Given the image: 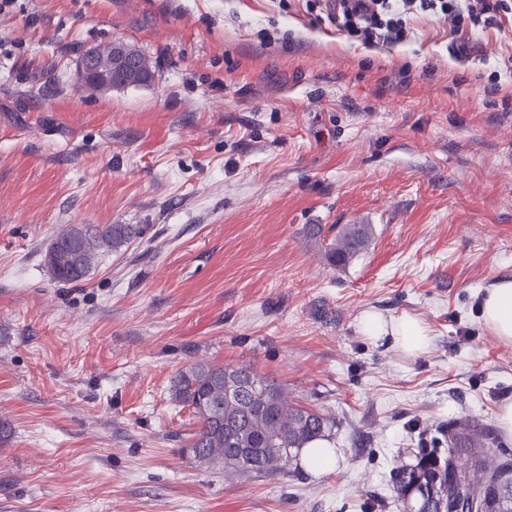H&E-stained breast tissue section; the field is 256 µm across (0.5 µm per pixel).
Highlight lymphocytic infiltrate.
<instances>
[{
    "label": "lymphocytic infiltrate",
    "mask_w": 512,
    "mask_h": 512,
    "mask_svg": "<svg viewBox=\"0 0 512 512\" xmlns=\"http://www.w3.org/2000/svg\"><path fill=\"white\" fill-rule=\"evenodd\" d=\"M305 8L348 38L386 47L406 42L417 16L447 21L460 38L512 18V0H305Z\"/></svg>",
    "instance_id": "obj_1"
}]
</instances>
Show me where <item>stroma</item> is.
<instances>
[{
	"label": "stroma",
	"mask_w": 512,
	"mask_h": 512,
	"mask_svg": "<svg viewBox=\"0 0 512 512\" xmlns=\"http://www.w3.org/2000/svg\"><path fill=\"white\" fill-rule=\"evenodd\" d=\"M369 47L281 0H15L0 13V512H394L418 434L512 402L482 323L512 278V24L455 56L448 24ZM123 41L151 84L88 96L83 49ZM140 224L63 284L58 225ZM309 224H369L327 267ZM411 316L427 350L364 335ZM467 330L460 338L459 330ZM246 365L332 412L336 464L235 476L187 447L186 365Z\"/></svg>",
	"instance_id": "1"
}]
</instances>
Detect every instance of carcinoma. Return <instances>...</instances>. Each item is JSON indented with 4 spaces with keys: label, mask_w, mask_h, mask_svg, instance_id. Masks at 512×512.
<instances>
[{
    "label": "carcinoma",
    "mask_w": 512,
    "mask_h": 512,
    "mask_svg": "<svg viewBox=\"0 0 512 512\" xmlns=\"http://www.w3.org/2000/svg\"><path fill=\"white\" fill-rule=\"evenodd\" d=\"M96 83L84 91L107 94L122 85L143 86L155 74L151 59L140 54V66L116 75L111 44L100 46L95 63ZM335 232L328 237V232ZM143 233L138 224H106L93 229L61 226L51 238L46 264L52 277L64 284L79 283L95 266L98 256L130 243ZM325 264L345 270L371 241L369 224L307 225ZM176 405L192 410L199 427L189 450L201 465L241 475L270 477L287 473L298 452L336 427V417L293 402L281 386L257 376L247 366L193 362L178 374L171 389ZM448 447L422 448L415 462L402 463L392 476L396 508L421 512H452L453 499L465 496L468 512H497L512 499V454L497 445L494 430L478 419L448 424ZM474 459L479 474L461 484L458 463Z\"/></svg>",
    "instance_id": "1"
}]
</instances>
